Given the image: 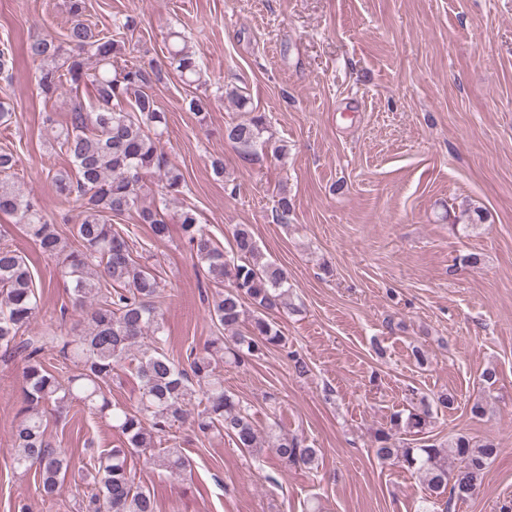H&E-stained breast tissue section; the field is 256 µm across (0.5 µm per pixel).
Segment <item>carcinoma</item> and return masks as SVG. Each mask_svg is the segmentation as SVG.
Segmentation results:
<instances>
[{"label":"carcinoma","instance_id":"1","mask_svg":"<svg viewBox=\"0 0 512 512\" xmlns=\"http://www.w3.org/2000/svg\"><path fill=\"white\" fill-rule=\"evenodd\" d=\"M85 0H69L73 21L65 39L35 38L25 52L40 62L37 84L51 100L64 88L78 92L89 82L94 100L88 106L73 103L70 125L54 135V142L68 155L72 167L50 175L58 197L74 202L80 221L73 225L74 242L63 240L33 199L11 181L18 159L0 151V213L18 218L25 237L38 250L57 259L62 276L70 283L73 312L80 314L74 332L63 335L31 334L39 308L34 275L26 255L9 246L0 247V348L26 361L23 371L25 406L11 429L16 453L14 468L38 474V490L54 498L68 472L70 459L47 435L44 410L61 416L74 402L88 413L109 420L122 437L121 446L96 457L85 479L99 491L81 506V512H156L151 492L135 483L130 459L144 457L163 474L180 475L190 466L176 447L162 444L175 424L193 419L198 430L225 433L247 453L261 450L251 406L224 389L221 364L228 354L237 365L271 349L285 347L284 336L270 312L287 307L288 272L260 260L251 229L239 224L233 231L231 253L224 252L200 224L194 208L176 214L183 238L197 262L206 267L212 281L221 286L209 309L213 324L224 328L197 352L186 366L176 365L164 352L161 314L154 298L156 275L141 264L129 231L116 228L112 218L137 212V221L149 227L157 240L169 236V201L184 193L183 173L161 150L167 133L166 113L150 92L163 69L187 83L201 81L200 53L187 42L174 43L165 66L131 64L118 67L121 38L137 27L136 17L123 15L112 22V32L91 28L82 16ZM15 55L11 43H0V75H13ZM227 96L249 117L224 128V139L244 160H254L269 144L267 117L248 109L249 99L236 89ZM155 176L158 200L142 203L143 179ZM253 315L245 317V303ZM56 354L55 361L45 356ZM134 363L139 380V399L133 406L109 400L104 388L114 370ZM455 396L440 392L432 402L420 401L393 414L390 426L375 436L376 458L384 464L413 471L423 477L429 496L423 512H436L442 495L476 494L489 461L500 449L490 441L476 445L465 435L448 444L404 446L395 431L421 435L430 427L434 409H451ZM274 450L286 466L318 464V449L298 438L273 435ZM457 461L448 469V459Z\"/></svg>","mask_w":512,"mask_h":512}]
</instances>
